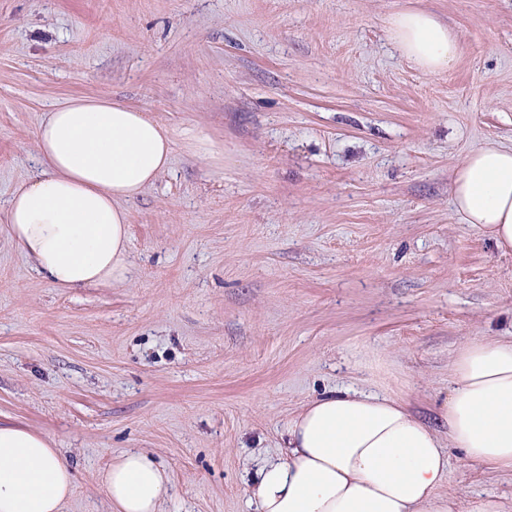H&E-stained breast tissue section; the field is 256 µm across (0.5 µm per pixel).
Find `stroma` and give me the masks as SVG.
I'll return each instance as SVG.
<instances>
[{
	"label": "stroma",
	"mask_w": 512,
	"mask_h": 512,
	"mask_svg": "<svg viewBox=\"0 0 512 512\" xmlns=\"http://www.w3.org/2000/svg\"><path fill=\"white\" fill-rule=\"evenodd\" d=\"M406 7L455 34L447 69L390 39ZM76 97L175 147L126 204L123 281L54 287L0 229V421L60 448L63 512H112L128 449L169 471L164 512H245L310 400L385 391L435 423L457 350L512 336V254L450 196L470 151L512 146V0H0V208ZM440 492L511 505L512 470L453 448Z\"/></svg>",
	"instance_id": "stroma-1"
}]
</instances>
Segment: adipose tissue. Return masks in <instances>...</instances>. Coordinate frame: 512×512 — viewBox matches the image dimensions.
<instances>
[{"label": "adipose tissue", "mask_w": 512, "mask_h": 512, "mask_svg": "<svg viewBox=\"0 0 512 512\" xmlns=\"http://www.w3.org/2000/svg\"><path fill=\"white\" fill-rule=\"evenodd\" d=\"M388 31L424 72L456 58V37L432 13L399 12ZM36 141L39 173L0 213L9 238L55 287L123 280L125 204L169 167L171 131L120 103L72 98L45 113ZM451 197L462 223L512 252V147L471 151ZM449 373L443 433L378 391L345 388L310 400L284 423V452L258 468L249 512H454L438 492L449 449L473 465L512 469V338L468 342ZM100 480L115 512H161L170 486L167 470L138 450L120 454ZM74 484L50 438L0 423V512H63Z\"/></svg>", "instance_id": "obj_1"}]
</instances>
